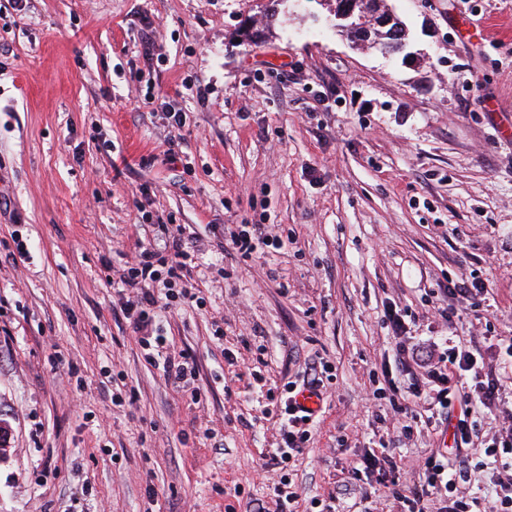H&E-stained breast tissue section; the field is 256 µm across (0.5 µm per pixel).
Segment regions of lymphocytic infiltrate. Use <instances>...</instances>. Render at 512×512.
<instances>
[{
    "label": "lymphocytic infiltrate",
    "mask_w": 512,
    "mask_h": 512,
    "mask_svg": "<svg viewBox=\"0 0 512 512\" xmlns=\"http://www.w3.org/2000/svg\"><path fill=\"white\" fill-rule=\"evenodd\" d=\"M163 234L162 244L141 247L129 262L124 282L137 289L138 294L123 302L122 311L145 360L161 369L176 387L184 388L195 376V361L185 353L173 356L166 353V338L155 321V308L162 298L171 303L191 300L190 291L178 289L177 284L193 255L180 225H164ZM388 321L395 342V362L407 374L402 400L420 406L452 426L456 447L452 453L435 452L424 457L420 481L393 495L398 512H427L428 502L436 497L450 499L448 512H472L469 499L459 494L458 488L470 482L476 467L492 472L496 498L490 512H512V409H506L502 385L482 352L473 345L452 340L442 347L431 346L423 355L408 346V330L399 310H391ZM331 377L328 365H311L300 381H288L279 397L272 399L282 431L281 445L275 451L278 463H287L299 454L316 426V411L299 405L297 394L304 389L320 392ZM483 410L501 416L499 425L492 431L482 429L478 414ZM482 434L487 437L484 458L473 466L461 451ZM354 470L370 481L361 495L365 503L371 502L378 486L400 480L395 458L384 451L363 455Z\"/></svg>",
    "instance_id": "1"
}]
</instances>
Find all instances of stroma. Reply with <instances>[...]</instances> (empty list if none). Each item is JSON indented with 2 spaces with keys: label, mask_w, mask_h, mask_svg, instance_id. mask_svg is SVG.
I'll use <instances>...</instances> for the list:
<instances>
[{
  "label": "stroma",
  "mask_w": 512,
  "mask_h": 512,
  "mask_svg": "<svg viewBox=\"0 0 512 512\" xmlns=\"http://www.w3.org/2000/svg\"><path fill=\"white\" fill-rule=\"evenodd\" d=\"M386 4L410 58L354 48L335 0H292L251 43L256 0H0V512H274L279 423L260 410L318 361L334 378L301 505L358 501L350 463L382 440L418 480L440 429L399 439L373 396L391 308L420 345L472 342L512 388L490 345L512 338V0ZM156 217L195 252L197 302L161 316L197 361L196 401L121 313ZM242 224L288 242L243 260ZM472 274L479 308L450 293Z\"/></svg>",
  "instance_id": "stroma-1"
}]
</instances>
